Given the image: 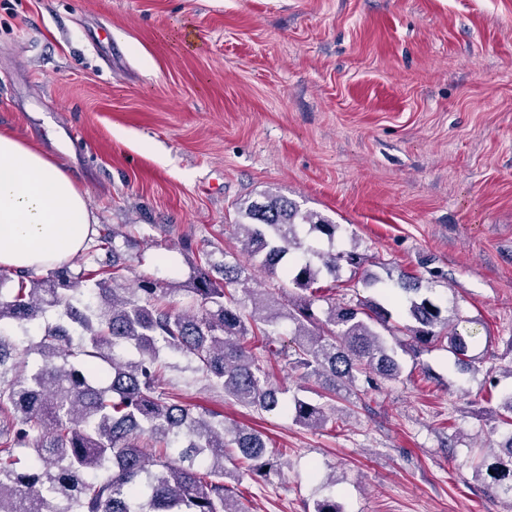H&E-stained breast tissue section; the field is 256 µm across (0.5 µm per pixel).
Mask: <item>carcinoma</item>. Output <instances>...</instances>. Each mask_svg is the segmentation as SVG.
<instances>
[{
    "instance_id": "cac0c4a2",
    "label": "carcinoma",
    "mask_w": 512,
    "mask_h": 512,
    "mask_svg": "<svg viewBox=\"0 0 512 512\" xmlns=\"http://www.w3.org/2000/svg\"><path fill=\"white\" fill-rule=\"evenodd\" d=\"M233 227L242 253L272 274L283 270L299 293L273 301L252 287L251 268L236 255L214 261L205 252L186 285L199 308L175 312L161 304L166 288L156 279L120 287L136 240L126 234L125 248L113 245L115 230L98 239L112 254L96 270L75 274L63 263L32 279L0 268V512H249L225 479L265 476V435L230 430L219 415H194L164 396L172 355L187 358L234 403L284 411L309 429L331 420L332 401L352 404L399 379L402 336L415 354L445 344L461 370L474 369L470 344L456 330L459 310L443 313L419 279L385 280L357 250L336 248L340 225L267 193L240 204ZM345 266L364 288L397 294L403 324L389 326L391 311L372 298L336 303L321 295L320 277L336 281ZM317 301L328 304L323 320L313 310ZM50 309L55 319L17 351L9 331L28 332ZM282 318L291 329L278 345ZM257 349L314 381L328 402L313 403L300 388L283 400ZM31 351L41 364L30 369ZM100 362L110 378L94 377ZM491 433L499 435L498 454L481 455L475 474L488 477L487 487L512 509V393ZM226 456L238 461V472L224 470Z\"/></svg>"
}]
</instances>
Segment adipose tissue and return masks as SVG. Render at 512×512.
I'll return each instance as SVG.
<instances>
[{"instance_id": "1", "label": "adipose tissue", "mask_w": 512, "mask_h": 512, "mask_svg": "<svg viewBox=\"0 0 512 512\" xmlns=\"http://www.w3.org/2000/svg\"><path fill=\"white\" fill-rule=\"evenodd\" d=\"M96 219L72 177L0 132V266L49 269L81 252Z\"/></svg>"}]
</instances>
